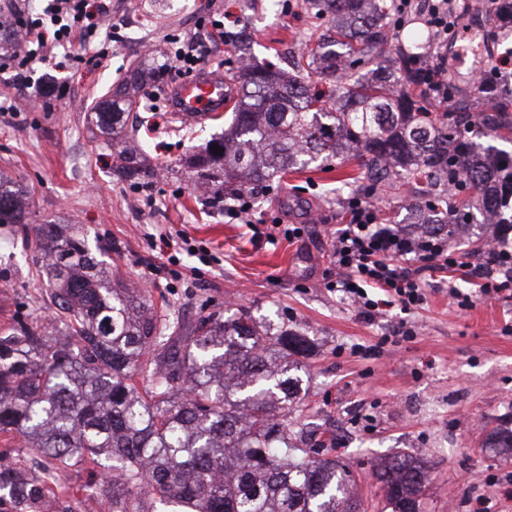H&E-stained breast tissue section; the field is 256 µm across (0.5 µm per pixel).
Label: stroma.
<instances>
[{
	"mask_svg": "<svg viewBox=\"0 0 512 512\" xmlns=\"http://www.w3.org/2000/svg\"><path fill=\"white\" fill-rule=\"evenodd\" d=\"M240 17L257 64H281L299 53L318 21L306 0H106L101 28L56 73L54 89L34 85L16 92L0 82V97L15 98L0 112V174L31 195L35 222L65 219L82 226L89 243L120 252L116 273L148 289L155 305L192 321L201 312L245 307L256 319L314 340L316 352L298 375L308 388L301 418L333 443L326 452L346 465L364 512H382L383 492L373 472L386 458L407 452L426 465L431 481L425 512H512V461L493 458L485 443L512 421V297H478L460 309L449 286L468 291L464 271L452 283L429 278L423 308L394 307L374 323L360 319L349 299L330 287L329 261L343 202L370 196L393 224L418 222L423 199L413 184H373L357 161L332 159L271 179L253 201L256 219L302 224L304 240L268 244L223 211L203 205L183 158L221 134L229 112L200 124L172 128L165 94L179 82L168 68L171 39L200 44L205 65L222 62L225 83L237 73L238 51L211 39L213 21ZM459 47H447L455 83L451 108L474 116L466 136L479 151L512 154V131L491 132V108L471 91L473 71L495 50L512 49V33L494 22H474ZM152 57L162 79H148L157 93L149 164L156 177L117 176L112 149L95 134L91 108L120 81L127 68ZM46 282L31 250L17 243L12 225L0 224V324L20 313L44 314ZM413 336L398 335L401 325Z\"/></svg>",
	"mask_w": 512,
	"mask_h": 512,
	"instance_id": "35a3bbf8",
	"label": "stroma"
}]
</instances>
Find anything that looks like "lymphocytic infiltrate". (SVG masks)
I'll return each mask as SVG.
<instances>
[{
  "mask_svg": "<svg viewBox=\"0 0 512 512\" xmlns=\"http://www.w3.org/2000/svg\"><path fill=\"white\" fill-rule=\"evenodd\" d=\"M465 0H427L421 9L425 24L438 43L448 41L449 27H463ZM102 6L92 0H50L41 18L24 21L29 48L25 53L0 54V75L6 83L28 87L35 61L46 59L48 45L69 46L97 33ZM422 93L434 111L448 105V59L435 53L423 60ZM497 190L493 234L479 263L448 246L446 233H431L416 224L401 226L382 222L374 202L353 196L344 204L345 224L334 238L330 258L336 266L337 291L357 307L365 321H374L384 308L410 311L427 301L423 276L428 272L466 270L481 295L512 289V166L487 158Z\"/></svg>",
  "mask_w": 512,
  "mask_h": 512,
  "instance_id": "f902f5d3",
  "label": "lymphocytic infiltrate"
}]
</instances>
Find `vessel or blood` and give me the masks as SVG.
Masks as SVG:
<instances>
[{
  "label": "vessel or blood",
  "instance_id": "vessel-or-blood-1",
  "mask_svg": "<svg viewBox=\"0 0 512 512\" xmlns=\"http://www.w3.org/2000/svg\"><path fill=\"white\" fill-rule=\"evenodd\" d=\"M170 109L188 123H201L224 109L226 85L221 73L202 71L176 83L170 93Z\"/></svg>",
  "mask_w": 512,
  "mask_h": 512
}]
</instances>
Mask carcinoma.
Returning <instances> with one entry per match:
<instances>
[{
  "mask_svg": "<svg viewBox=\"0 0 512 512\" xmlns=\"http://www.w3.org/2000/svg\"><path fill=\"white\" fill-rule=\"evenodd\" d=\"M330 23L293 69L313 73L330 92L271 65L239 67L229 128L189 156L194 186L224 202L227 183L264 185L271 172L354 152L375 182L394 167L428 187H449L456 159L470 153L460 113L434 120L415 101L362 71L390 43L392 0H307ZM401 81L421 82L414 55L399 58ZM156 69L130 71L95 112V127L116 151L126 180L150 176L143 156L118 139L125 114ZM221 151L214 152L212 147ZM463 192L495 213L487 170L475 164ZM30 197L0 177V224H15L49 288L45 326L16 315L0 327V512H360L348 471L299 412L300 379L289 372L310 340L262 327L245 308L191 322L156 309L141 288L115 278L76 224L30 223ZM489 447L512 457V430ZM86 467L75 491L61 477ZM390 512H422L429 472L396 454L375 472Z\"/></svg>",
  "mask_w": 512,
  "mask_h": 512,
  "instance_id": "1",
  "label": "carcinoma"
}]
</instances>
